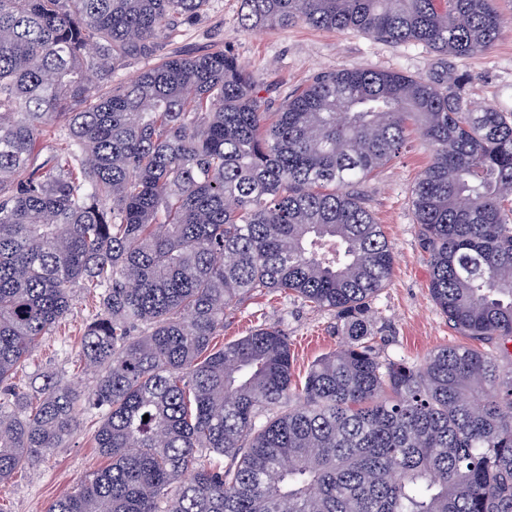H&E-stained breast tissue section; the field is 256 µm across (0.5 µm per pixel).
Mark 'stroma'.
<instances>
[{
  "label": "stroma",
  "instance_id": "35a3bbf8",
  "mask_svg": "<svg viewBox=\"0 0 512 512\" xmlns=\"http://www.w3.org/2000/svg\"><path fill=\"white\" fill-rule=\"evenodd\" d=\"M240 0H209L196 19L179 23L162 43L165 54L197 55L231 49L254 75L259 94L270 111H277L296 88L320 72L344 68L400 71L426 77L450 68L467 74L465 97L476 109L512 112V27L504 28L487 52L446 58L421 43H389L355 31H329L299 23L285 30L242 31ZM430 160L420 137H412L405 151L356 187L375 215L396 261L391 282L374 303V329L381 340L382 358L422 360L434 349L463 343L436 308L426 287L428 271L418 246L413 222L411 190ZM97 310L84 289L74 291L70 311L52 335L43 337L29 363L15 378L17 391L29 393L32 376L49 375L86 393L94 378L81 363L82 336ZM278 326L288 337L295 381H303L320 356L343 343L336 319L301 300L271 292L245 302L224 320L215 347L245 336L259 324ZM95 428L82 420L61 448L0 483V506L6 512H47L58 498L75 492L82 481L105 466L95 446Z\"/></svg>",
  "mask_w": 512,
  "mask_h": 512
}]
</instances>
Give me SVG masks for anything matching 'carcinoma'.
Returning a JSON list of instances; mask_svg holds the SVG:
<instances>
[{
    "label": "carcinoma",
    "instance_id": "1",
    "mask_svg": "<svg viewBox=\"0 0 512 512\" xmlns=\"http://www.w3.org/2000/svg\"><path fill=\"white\" fill-rule=\"evenodd\" d=\"M207 3L0 0V482L94 410L107 465L48 512H512V356L380 359L394 255L353 191L419 135L429 295L461 335L511 341L512 114L473 109L453 70L372 69L322 72L269 112L232 51L158 54ZM241 4L244 31L302 21L448 57L490 50L505 23L496 0ZM135 58L155 63L119 79ZM60 123L68 147L47 152ZM79 284L99 309L94 387L45 376L21 396ZM270 292L345 336L299 384L276 326L212 346Z\"/></svg>",
    "mask_w": 512,
    "mask_h": 512
}]
</instances>
